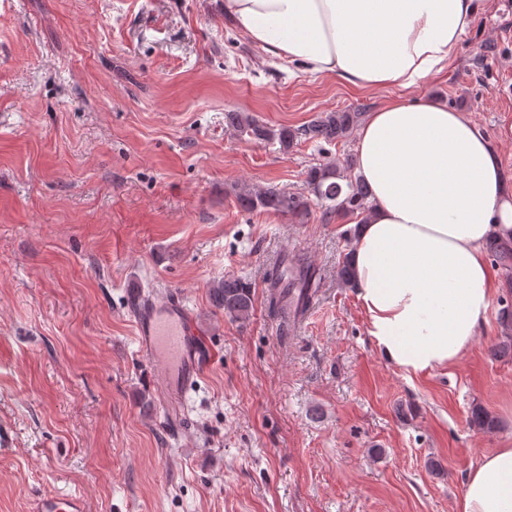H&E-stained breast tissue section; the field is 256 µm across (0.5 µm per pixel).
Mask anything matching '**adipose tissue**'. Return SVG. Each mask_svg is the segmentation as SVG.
<instances>
[{"label":"adipose tissue","instance_id":"ef3b65f1","mask_svg":"<svg viewBox=\"0 0 512 512\" xmlns=\"http://www.w3.org/2000/svg\"><path fill=\"white\" fill-rule=\"evenodd\" d=\"M484 0H224L272 56L356 88H410L444 71ZM371 208L349 254L367 334L406 376L457 364L497 293L486 242L512 236V181L466 113L395 99L355 142ZM458 512H512V436L467 473Z\"/></svg>","mask_w":512,"mask_h":512}]
</instances>
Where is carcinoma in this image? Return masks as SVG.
I'll use <instances>...</instances> for the list:
<instances>
[{
  "mask_svg": "<svg viewBox=\"0 0 512 512\" xmlns=\"http://www.w3.org/2000/svg\"><path fill=\"white\" fill-rule=\"evenodd\" d=\"M363 113L348 110L321 112L308 123L292 128L271 127L245 112L226 114L230 126L250 138L279 145L286 152L302 140L333 144L345 137L361 123ZM307 183L315 201L289 194L279 189H258L242 184L235 189L240 209L246 213L273 212L305 217L311 205L322 209L323 217L348 216L359 218L368 210L369 189L352 169H340L333 161L318 164L309 169ZM486 251L498 266L505 271L506 294H512V238L492 239ZM270 303L284 313L298 315L309 305L318 290L316 272L303 258L283 259L279 269L271 275ZM213 305L224 311V315L238 321L247 320L253 310L251 284L243 277L226 275L210 287ZM471 426L479 431L491 433L497 421L489 413L477 409L471 417Z\"/></svg>",
  "mask_w": 512,
  "mask_h": 512,
  "instance_id": "cac0c4a2",
  "label": "carcinoma"
}]
</instances>
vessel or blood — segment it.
I'll return each mask as SVG.
<instances>
[{
	"label": "vessel or blood",
	"mask_w": 512,
	"mask_h": 512,
	"mask_svg": "<svg viewBox=\"0 0 512 512\" xmlns=\"http://www.w3.org/2000/svg\"><path fill=\"white\" fill-rule=\"evenodd\" d=\"M131 313L143 350L161 366L166 396H176L207 366L193 312L175 294L162 299L138 294L131 300ZM31 512H87V508L80 495L45 493L34 502Z\"/></svg>",
	"instance_id": "vessel-or-blood-1"
}]
</instances>
